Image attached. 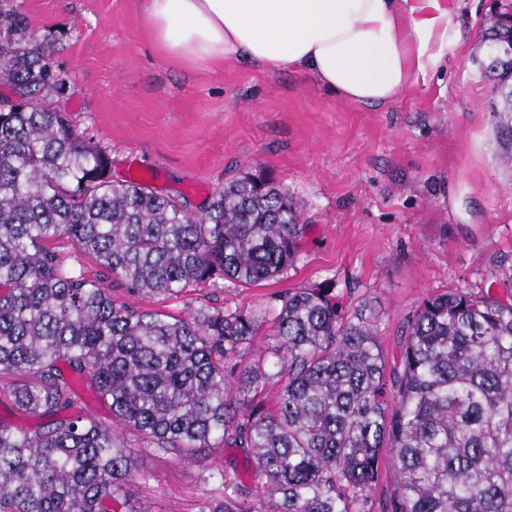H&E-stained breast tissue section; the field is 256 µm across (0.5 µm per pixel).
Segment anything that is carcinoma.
Here are the masks:
<instances>
[{"label": "carcinoma", "instance_id": "1", "mask_svg": "<svg viewBox=\"0 0 512 512\" xmlns=\"http://www.w3.org/2000/svg\"><path fill=\"white\" fill-rule=\"evenodd\" d=\"M0 0V389L33 428L0 421V512H148L130 506L143 460L78 405L87 389L152 447L187 460L217 442L249 451L275 512H372L383 450L398 475L381 512H512V289H452L408 320L387 363L369 320L334 286L290 292L274 311L278 374L242 364L263 317L142 311L64 267L66 238L135 295L288 271L307 225L271 179L241 173L204 212L147 183L110 179L105 147L45 105L67 80L54 32L28 36ZM483 70L512 160V22H496Z\"/></svg>", "mask_w": 512, "mask_h": 512}]
</instances>
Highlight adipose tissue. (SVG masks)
Segmentation results:
<instances>
[{
    "label": "adipose tissue",
    "mask_w": 512,
    "mask_h": 512,
    "mask_svg": "<svg viewBox=\"0 0 512 512\" xmlns=\"http://www.w3.org/2000/svg\"><path fill=\"white\" fill-rule=\"evenodd\" d=\"M439 0H145L158 48L186 65L237 57L298 69L347 101H392L448 36Z\"/></svg>",
    "instance_id": "ef3b65f1"
}]
</instances>
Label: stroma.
<instances>
[{
    "instance_id": "1",
    "label": "stroma",
    "mask_w": 512,
    "mask_h": 512,
    "mask_svg": "<svg viewBox=\"0 0 512 512\" xmlns=\"http://www.w3.org/2000/svg\"><path fill=\"white\" fill-rule=\"evenodd\" d=\"M17 2L33 36L58 31L56 60L70 81L55 103L108 147L113 179L141 178L198 212L232 177L262 170L301 207L307 230L288 273L257 286L219 281L184 296H138L135 307L258 312L328 281L347 313L364 311L393 363L427 295L477 293L512 276V166L500 160L480 66L491 20L512 12V0H444L451 24L436 64L385 106L237 58L183 67L147 36L143 0ZM123 436L145 461L135 495L151 512L275 508L239 449L209 448L191 462L136 432Z\"/></svg>"
}]
</instances>
